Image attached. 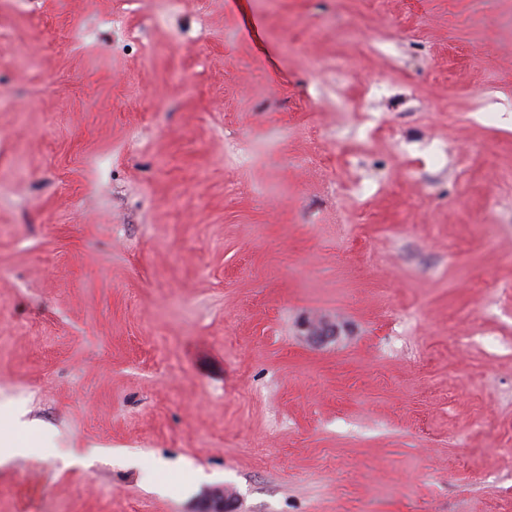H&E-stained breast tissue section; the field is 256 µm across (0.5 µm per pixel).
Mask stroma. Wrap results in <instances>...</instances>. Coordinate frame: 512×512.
I'll use <instances>...</instances> for the list:
<instances>
[{
	"mask_svg": "<svg viewBox=\"0 0 512 512\" xmlns=\"http://www.w3.org/2000/svg\"><path fill=\"white\" fill-rule=\"evenodd\" d=\"M0 430V512H512V0L0 7ZM185 5V0H150L147 10L153 20H164L179 14Z\"/></svg>",
	"mask_w": 512,
	"mask_h": 512,
	"instance_id": "1",
	"label": "stroma"
}]
</instances>
